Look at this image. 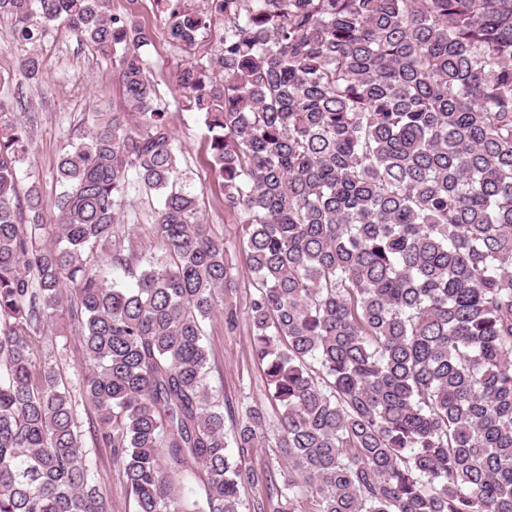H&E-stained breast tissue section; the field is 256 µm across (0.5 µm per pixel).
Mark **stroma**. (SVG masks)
<instances>
[{
  "mask_svg": "<svg viewBox=\"0 0 512 512\" xmlns=\"http://www.w3.org/2000/svg\"><path fill=\"white\" fill-rule=\"evenodd\" d=\"M105 7L107 13L135 20L148 34L150 78L172 114L177 144L182 150L181 164L187 174L186 187L197 195L206 223L216 236L223 238L235 266V282L225 289L223 301L236 308L238 325L227 329L220 313L207 321V383L214 399L224 408L225 437H233L246 406H261L266 414L267 445L253 449L247 458L256 479L240 491L241 512H253L254 502L266 497L271 484L282 483L287 468L276 446L282 410L271 401L263 368L251 354L248 308L255 284L241 248L244 228L238 216L224 207L206 131L196 113L186 108L181 92L174 88L173 75L188 56L170 38L167 15L159 11L155 0H106ZM11 33L10 19L0 17V75L9 80L8 97L17 118L26 119L33 112L39 115L31 132L30 155L20 186L25 189L37 184L43 199L49 202L59 191L55 177L58 158L69 139L86 130L88 114L121 112L126 103L121 86L99 54L79 43L64 26L49 27L39 43L44 77L38 83L29 81L21 70L10 48ZM157 206L156 198L130 191L124 221L116 227V241L135 242L146 261L162 256L154 234ZM36 359L52 360L71 393L80 395L86 362L70 325H63L59 335L40 341ZM77 424L84 449L95 464V482L108 498L112 512H134V501L122 474L112 463L110 449L98 441L99 422L94 407L80 404Z\"/></svg>",
  "mask_w": 512,
  "mask_h": 512,
  "instance_id": "1",
  "label": "stroma"
}]
</instances>
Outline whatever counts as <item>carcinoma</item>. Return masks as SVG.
<instances>
[{"label":"carcinoma","mask_w":512,"mask_h":512,"mask_svg":"<svg viewBox=\"0 0 512 512\" xmlns=\"http://www.w3.org/2000/svg\"><path fill=\"white\" fill-rule=\"evenodd\" d=\"M193 61L175 83L209 134L256 292L251 350L281 406L288 475L253 512H512V0H156ZM25 75L55 22L112 68L94 112L30 185L0 99V512H110L78 401L37 343L69 318L135 512H240L261 407L227 450L205 322L234 279L184 185L148 38L104 0H0ZM220 53L197 46L219 28ZM156 195L164 259L94 264L128 190Z\"/></svg>","instance_id":"carcinoma-1"}]
</instances>
